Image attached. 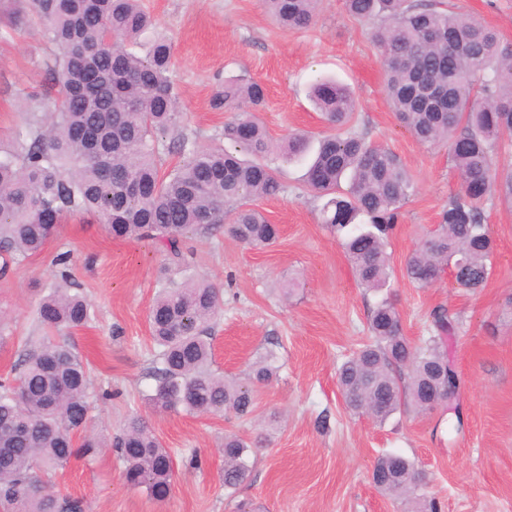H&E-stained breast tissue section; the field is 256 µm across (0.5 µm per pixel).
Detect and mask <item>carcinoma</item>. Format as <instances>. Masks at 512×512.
Wrapping results in <instances>:
<instances>
[{"instance_id":"cac0c4a2","label":"carcinoma","mask_w":512,"mask_h":512,"mask_svg":"<svg viewBox=\"0 0 512 512\" xmlns=\"http://www.w3.org/2000/svg\"><path fill=\"white\" fill-rule=\"evenodd\" d=\"M318 4L261 0L285 29L311 27ZM345 6L372 25L384 90L399 121L419 142L448 146L459 177L435 229L407 257L405 275L428 287L449 269L459 287L476 291L492 272L486 207L512 209V163L495 164L497 154L512 151V42L439 0H345ZM31 16L58 48L51 76L60 104L50 113L32 110L12 149L0 151L1 273L9 262L40 253L68 214L96 217L115 237L156 240L180 261L190 236L221 228L244 244L268 246L278 229L256 201L284 191L279 171L262 161L276 152L286 161L308 159L306 189L326 199L322 222L339 236L358 284L375 293L390 287L388 241L415 182L393 153L350 125L358 102L347 85L325 78L312 84L310 97L332 130L313 150L304 133L274 146L256 116L265 104L262 84L226 80L213 93L212 108L234 113L224 139L255 159L218 147L189 150L184 139L167 144L156 137L178 126L179 96L171 44L155 39L145 54L133 50L152 27L141 0H0L6 27ZM185 151L182 164L165 169L166 156ZM221 305L220 289L205 280L170 279L162 287L147 315L157 348L148 372L155 410L252 414L254 388L276 375L277 356L271 349L259 356L247 383L213 369L209 323ZM37 315L58 331L91 320L86 297L64 271ZM458 323L439 306L430 336L413 345L395 304L376 301L369 343L338 368L347 407L382 423L404 407L426 413L448 403L458 378L446 339ZM20 366L16 377L0 379L1 507L86 512L84 499L56 495L45 475L107 447L122 461L127 487L167 495L173 458L141 416H129L109 441L89 432V368L69 344L45 340ZM264 440L224 435V489L234 492L247 480L251 448ZM372 480L404 512H442L427 478L400 455L380 456Z\"/></svg>"}]
</instances>
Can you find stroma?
Returning a JSON list of instances; mask_svg holds the SVG:
<instances>
[{
	"label": "stroma",
	"mask_w": 512,
	"mask_h": 512,
	"mask_svg": "<svg viewBox=\"0 0 512 512\" xmlns=\"http://www.w3.org/2000/svg\"><path fill=\"white\" fill-rule=\"evenodd\" d=\"M449 9L481 17L512 41V0H445ZM155 19V33L173 47L171 78L183 116L164 141L184 135L210 147L224 141L229 115L211 97L227 79L255 80L266 92L259 114L274 142L289 134L314 136L324 129L306 98L312 81L334 76L358 101L357 127L369 142L396 154L412 174L417 192L404 204L389 239L388 293L412 343L429 334L438 306L458 312L461 323L448 339V357L459 389L455 410L426 414L401 409L379 425L344 404L337 368L367 336L376 300L358 285L344 250L320 221L323 202L304 188L301 164L267 161L280 170L286 190L261 200L260 210L280 228L278 241L250 248L225 233L189 240L191 273L217 285L224 308L213 324L214 367L247 382L252 360L271 349L279 371L259 386L254 412L194 417L154 412L146 393L154 346L147 313L166 278L180 273L148 239H115L104 225L70 217L57 224L43 252L0 274V377H14L20 355L43 341L48 329L36 308L62 268L86 296L92 319L67 339L91 364L93 390L112 396L94 400L91 426L115 434L130 414L146 418L174 459L165 498L129 489L123 464L112 449L52 473L55 493L84 498L89 512H402L372 482L378 457L402 455L429 476L428 491L442 512H512V210L487 212L495 243L493 272L484 288L468 292L449 277L422 288L403 274L407 256L437 224L457 189L444 147H426L400 123L387 102L377 50L367 27L351 18L344 0H321L313 28L284 31L259 0H142ZM56 53L42 30L0 31V145L22 128L29 94L50 88L47 65ZM293 283L291 296L282 287ZM327 413V428L316 418ZM275 428L260 449L250 479L235 494L224 490V435L249 438L267 423Z\"/></svg>",
	"instance_id": "35a3bbf8"
}]
</instances>
